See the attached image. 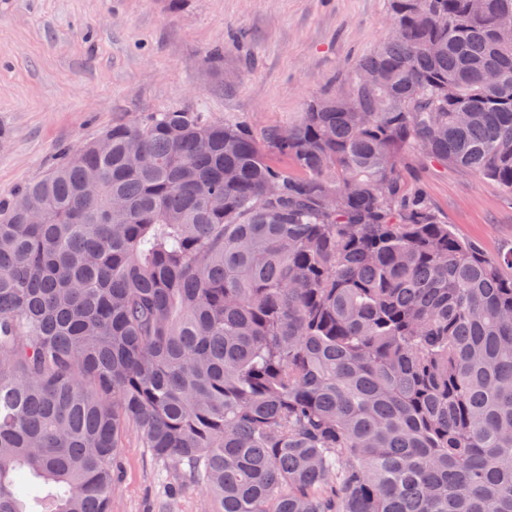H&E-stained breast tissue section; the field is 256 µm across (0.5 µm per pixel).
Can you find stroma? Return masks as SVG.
Segmentation results:
<instances>
[{
	"label": "stroma",
	"mask_w": 512,
	"mask_h": 512,
	"mask_svg": "<svg viewBox=\"0 0 512 512\" xmlns=\"http://www.w3.org/2000/svg\"><path fill=\"white\" fill-rule=\"evenodd\" d=\"M389 35L387 0H0V200L61 148L150 112L259 133L296 121ZM407 176L460 236L491 256L512 249V198L496 183L414 157ZM110 512H203V497L132 436Z\"/></svg>",
	"instance_id": "obj_1"
}]
</instances>
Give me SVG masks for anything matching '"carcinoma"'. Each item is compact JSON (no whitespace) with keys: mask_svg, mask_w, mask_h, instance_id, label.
I'll return each mask as SVG.
<instances>
[{"mask_svg":"<svg viewBox=\"0 0 512 512\" xmlns=\"http://www.w3.org/2000/svg\"><path fill=\"white\" fill-rule=\"evenodd\" d=\"M389 16L295 122L151 112L0 201V512H110L130 432L204 512H512V249L406 175L512 195V0ZM407 177L424 190L436 210L462 237L489 256L512 248V200L496 183L471 173L408 161Z\"/></svg>","mask_w":512,"mask_h":512,"instance_id":"carcinoma-1","label":"carcinoma"}]
</instances>
